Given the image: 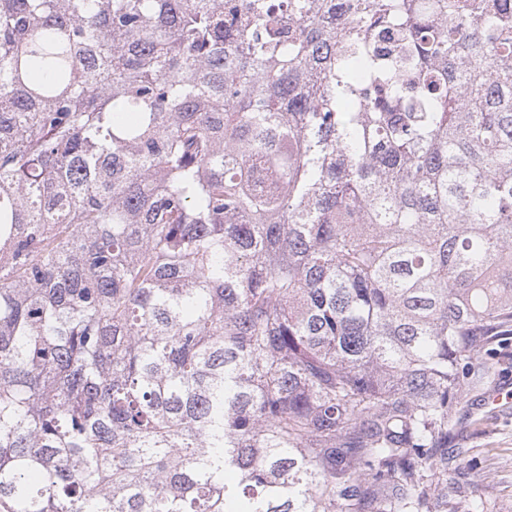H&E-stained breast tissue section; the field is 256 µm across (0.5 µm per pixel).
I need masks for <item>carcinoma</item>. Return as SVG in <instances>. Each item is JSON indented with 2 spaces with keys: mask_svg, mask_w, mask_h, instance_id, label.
Instances as JSON below:
<instances>
[{
  "mask_svg": "<svg viewBox=\"0 0 512 512\" xmlns=\"http://www.w3.org/2000/svg\"><path fill=\"white\" fill-rule=\"evenodd\" d=\"M512 0H0V512H485ZM498 355L490 359L495 368L484 388L467 398L465 413L448 440L455 451L448 465V492L453 484L472 483L476 494L488 501V512H512V340L496 347ZM495 387L510 391L511 404L487 407L483 392ZM490 386V387H489Z\"/></svg>",
  "mask_w": 512,
  "mask_h": 512,
  "instance_id": "carcinoma-1",
  "label": "carcinoma"
}]
</instances>
